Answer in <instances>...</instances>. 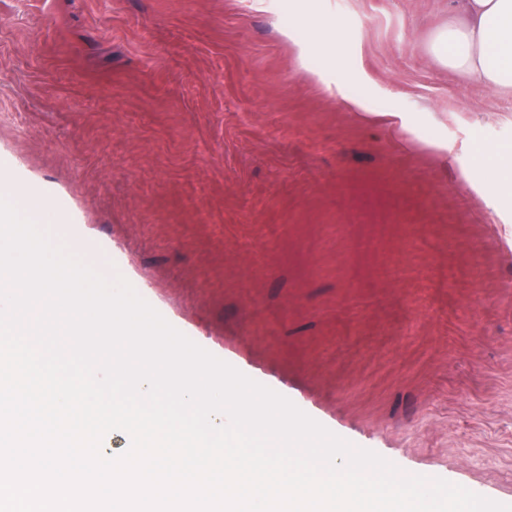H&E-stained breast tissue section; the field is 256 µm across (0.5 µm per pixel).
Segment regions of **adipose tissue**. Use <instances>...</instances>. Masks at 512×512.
I'll return each mask as SVG.
<instances>
[{
    "label": "adipose tissue",
    "instance_id": "adipose-tissue-1",
    "mask_svg": "<svg viewBox=\"0 0 512 512\" xmlns=\"http://www.w3.org/2000/svg\"><path fill=\"white\" fill-rule=\"evenodd\" d=\"M463 24L440 32L437 61L512 94V0H461Z\"/></svg>",
    "mask_w": 512,
    "mask_h": 512
}]
</instances>
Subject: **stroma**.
<instances>
[{"label": "stroma", "mask_w": 512, "mask_h": 512, "mask_svg": "<svg viewBox=\"0 0 512 512\" xmlns=\"http://www.w3.org/2000/svg\"><path fill=\"white\" fill-rule=\"evenodd\" d=\"M327 42L291 40L297 21ZM459 0H0V176L54 242L406 472L512 505V95ZM469 177H462V169ZM460 1L466 21L437 35V61L512 94V0ZM498 178L489 186H483L484 199L493 211L511 200L512 203V146L499 149L492 157Z\"/></svg>", "instance_id": "obj_1"}]
</instances>
